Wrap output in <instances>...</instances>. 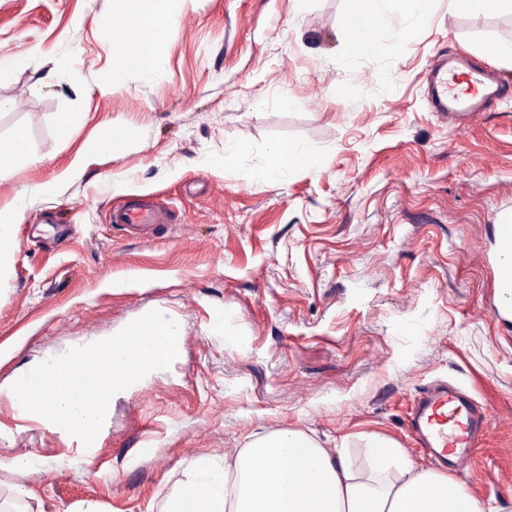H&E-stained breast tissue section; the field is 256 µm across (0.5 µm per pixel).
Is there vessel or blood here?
Listing matches in <instances>:
<instances>
[{
	"mask_svg": "<svg viewBox=\"0 0 512 512\" xmlns=\"http://www.w3.org/2000/svg\"><path fill=\"white\" fill-rule=\"evenodd\" d=\"M485 66L466 59H456L453 67L438 66L429 75L430 97L436 112H462L475 116L489 108L500 90L488 85ZM112 223L130 226L164 224L166 212L149 197L130 198L112 211ZM495 252L492 263L497 272V296L492 309L495 320L512 317V224L493 227ZM406 430L436 460L446 462L458 472L474 463V448L480 435L488 430L484 409L470 396L448 383L428 386L416 399Z\"/></svg>",
	"mask_w": 512,
	"mask_h": 512,
	"instance_id": "1",
	"label": "vessel or blood"
}]
</instances>
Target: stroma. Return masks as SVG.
<instances>
[{"label": "stroma", "mask_w": 512, "mask_h": 512, "mask_svg": "<svg viewBox=\"0 0 512 512\" xmlns=\"http://www.w3.org/2000/svg\"><path fill=\"white\" fill-rule=\"evenodd\" d=\"M112 2L0 0V59L14 65L0 138L23 136L39 158L0 160V206L25 205L0 268V496L23 486L44 512H159L182 463L295 430L360 467L369 436L391 438L483 512H512V331L488 311L496 274L478 261L512 218V65L484 53L512 43V14L432 0L404 32L403 0H385L391 27L353 59L351 0H189L152 80L132 69L106 93ZM444 52L505 81L471 122L428 108L425 73ZM66 112L82 119L63 135ZM108 125L132 136L125 155L37 194ZM273 142L314 164L257 182ZM138 195L168 204L169 223H111ZM153 310L192 341L113 397L97 447L21 418L17 373ZM437 379L489 418L463 473L405 429Z\"/></svg>", "instance_id": "obj_1"}]
</instances>
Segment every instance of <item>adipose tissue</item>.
<instances>
[{"label": "adipose tissue", "mask_w": 512, "mask_h": 512, "mask_svg": "<svg viewBox=\"0 0 512 512\" xmlns=\"http://www.w3.org/2000/svg\"><path fill=\"white\" fill-rule=\"evenodd\" d=\"M187 2L113 0L111 14L101 20L102 32L111 35L118 14L125 27L103 91L163 49L171 22ZM132 144L130 135L104 129L59 177L67 179L97 157L122 155ZM366 457L363 469L347 449L320 447L299 431L269 432L236 452L184 464L160 512H483L462 486L446 474L415 467L388 438L370 437Z\"/></svg>", "instance_id": "adipose-tissue-1"}]
</instances>
